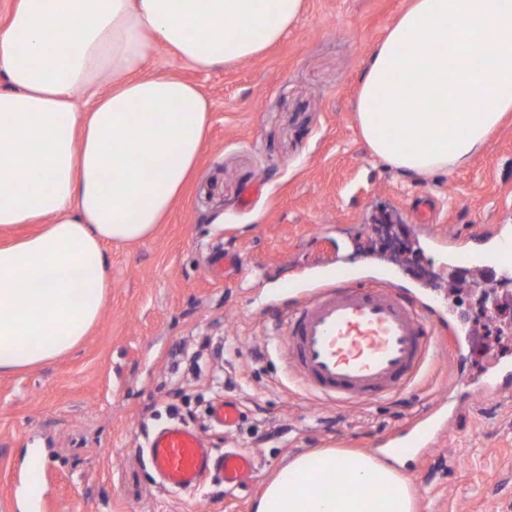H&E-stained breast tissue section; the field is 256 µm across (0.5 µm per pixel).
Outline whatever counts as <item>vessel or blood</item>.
I'll use <instances>...</instances> for the list:
<instances>
[{
    "label": "vessel or blood",
    "instance_id": "obj_1",
    "mask_svg": "<svg viewBox=\"0 0 512 512\" xmlns=\"http://www.w3.org/2000/svg\"><path fill=\"white\" fill-rule=\"evenodd\" d=\"M512 240L494 238L483 253L456 251L454 263L487 267L500 262ZM289 366L315 397L336 405L376 400L396 392L419 374L431 355L451 344L463 356L469 329L433 321L410 288L391 273L362 277L344 266L324 270L318 281L300 292L282 321ZM219 428L237 425L241 411L224 400L210 411ZM440 432L436 423L413 426L397 434L391 451L412 452ZM160 485L188 491L209 478L233 489L251 481L255 463L237 451L213 453L204 435L180 424L154 434L145 450Z\"/></svg>",
    "mask_w": 512,
    "mask_h": 512
}]
</instances>
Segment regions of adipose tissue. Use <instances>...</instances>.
Segmentation results:
<instances>
[{"mask_svg":"<svg viewBox=\"0 0 512 512\" xmlns=\"http://www.w3.org/2000/svg\"><path fill=\"white\" fill-rule=\"evenodd\" d=\"M303 0H16L0 31V375L78 348L112 281L106 244L152 234L201 153L209 105L148 72L254 59ZM95 88L79 110V92ZM512 112V0H410L366 60L357 120L405 175L465 167ZM254 512H414L408 477L323 448L265 479Z\"/></svg>","mask_w":512,"mask_h":512,"instance_id":"ef3b65f1","label":"adipose tissue"}]
</instances>
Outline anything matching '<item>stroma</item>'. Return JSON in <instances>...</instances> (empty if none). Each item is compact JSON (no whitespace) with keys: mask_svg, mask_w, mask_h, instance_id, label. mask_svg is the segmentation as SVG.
<instances>
[{"mask_svg":"<svg viewBox=\"0 0 512 512\" xmlns=\"http://www.w3.org/2000/svg\"><path fill=\"white\" fill-rule=\"evenodd\" d=\"M407 2L305 0L279 42L232 67L201 69L153 47L150 72L195 84L210 103L201 156L150 237L109 247L108 300L79 348L0 375V512H35L19 506L30 495L49 512H253L263 480L292 457L376 455L395 427L428 419L450 393L445 352L411 386L342 410L291 376L277 305L289 302L288 283L339 255L450 301L454 324L473 331L470 375L512 360V278L494 279L491 310L468 293L477 272L448 257L471 247L481 224L512 239V116L467 168L424 179L373 158L360 136V76ZM421 199L445 243L415 223ZM224 250L239 253L242 268L211 279ZM224 399L242 411L228 431L209 417ZM170 424L202 432L214 451L251 454L252 480L163 489L143 447ZM403 462L415 512H512V392L477 401Z\"/></svg>","mask_w":512,"mask_h":512,"instance_id":"stroma-1","label":"stroma"}]
</instances>
